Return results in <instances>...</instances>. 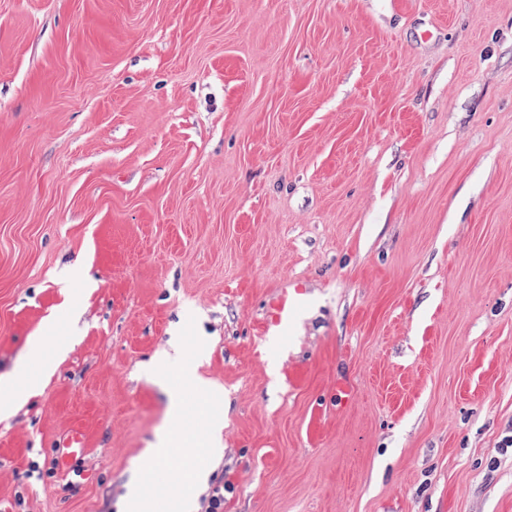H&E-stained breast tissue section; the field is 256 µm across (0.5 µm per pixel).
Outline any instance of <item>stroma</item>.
Returning a JSON list of instances; mask_svg holds the SVG:
<instances>
[{
  "instance_id": "obj_1",
  "label": "stroma",
  "mask_w": 512,
  "mask_h": 512,
  "mask_svg": "<svg viewBox=\"0 0 512 512\" xmlns=\"http://www.w3.org/2000/svg\"><path fill=\"white\" fill-rule=\"evenodd\" d=\"M161 372L154 512H512V0H0V512H118ZM300 306L297 299L289 300L287 296L281 301V304L272 319L270 325L274 326V331L279 336H288L290 331L291 314ZM155 381L166 390L169 396L168 417L175 418L178 421L183 414L184 399L182 393L171 387L168 376L165 373H159ZM196 467L188 468L186 470L177 469L172 473V488L177 491L181 500V507L186 511L192 487L197 482Z\"/></svg>"
}]
</instances>
